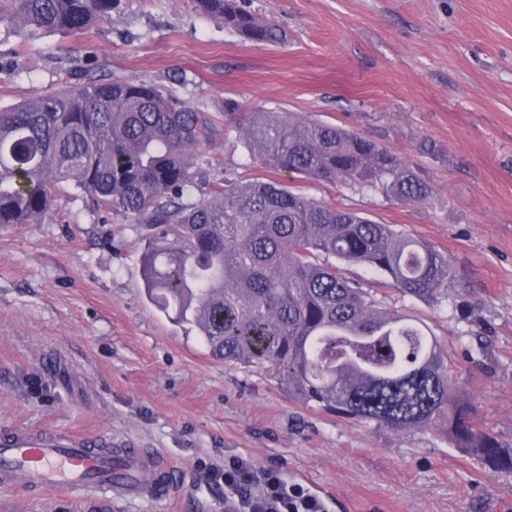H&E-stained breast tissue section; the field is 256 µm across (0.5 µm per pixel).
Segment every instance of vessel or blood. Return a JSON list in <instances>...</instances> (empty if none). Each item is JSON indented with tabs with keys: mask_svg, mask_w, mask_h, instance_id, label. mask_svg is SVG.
<instances>
[{
	"mask_svg": "<svg viewBox=\"0 0 512 512\" xmlns=\"http://www.w3.org/2000/svg\"><path fill=\"white\" fill-rule=\"evenodd\" d=\"M67 491L88 488L108 499L167 501L178 486L171 472L131 448L103 452L76 435L18 432L0 440V489Z\"/></svg>",
	"mask_w": 512,
	"mask_h": 512,
	"instance_id": "vessel-or-blood-1",
	"label": "vessel or blood"
}]
</instances>
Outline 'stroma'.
I'll return each mask as SVG.
<instances>
[{
	"label": "stroma",
	"instance_id": "obj_1",
	"mask_svg": "<svg viewBox=\"0 0 512 512\" xmlns=\"http://www.w3.org/2000/svg\"><path fill=\"white\" fill-rule=\"evenodd\" d=\"M285 42L243 40L191 0H119L111 17L35 44L0 25V107L60 88L88 62L161 84L216 115L293 113L353 129L432 189L421 204L281 175L306 195L420 238L452 279L431 304L392 293L448 346L456 394L512 447V0H244ZM208 177H264L242 144L199 151ZM139 225L64 189L41 224L0 228V436L112 435L170 466L169 503L82 491H0V512H224L211 466L251 460L324 512H512V472L488 473L440 429L394 432L291 399L210 357L146 298Z\"/></svg>",
	"mask_w": 512,
	"mask_h": 512
}]
</instances>
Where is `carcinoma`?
Here are the masks:
<instances>
[{"label": "carcinoma", "instance_id": "obj_1", "mask_svg": "<svg viewBox=\"0 0 512 512\" xmlns=\"http://www.w3.org/2000/svg\"><path fill=\"white\" fill-rule=\"evenodd\" d=\"M118 0H12L0 15L23 41L87 29ZM251 42L281 32L237 0H192ZM227 99L220 125L162 85L88 66L78 83L0 108V227L39 224L66 186L93 209L146 231L148 300L197 330L210 356L255 368L306 407L390 430L443 426L490 471H512V448L454 399L448 348L415 312L343 273L361 265L403 297L435 300L451 263L425 241L275 180L204 188L199 148L230 137L273 173L421 204L431 187L359 133Z\"/></svg>", "mask_w": 512, "mask_h": 512}]
</instances>
